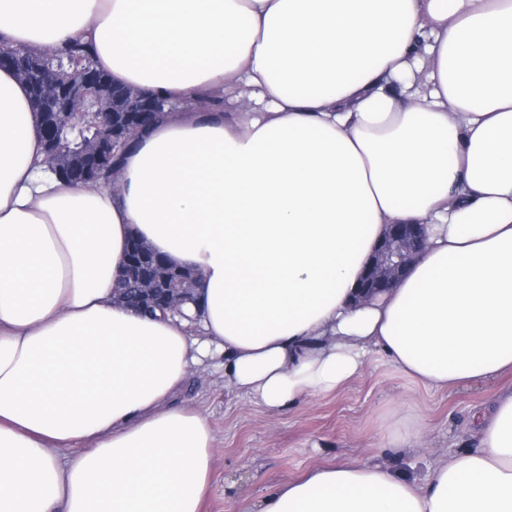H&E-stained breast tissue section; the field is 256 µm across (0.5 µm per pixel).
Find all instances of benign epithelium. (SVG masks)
<instances>
[{"instance_id": "benign-epithelium-1", "label": "benign epithelium", "mask_w": 512, "mask_h": 512, "mask_svg": "<svg viewBox=\"0 0 512 512\" xmlns=\"http://www.w3.org/2000/svg\"><path fill=\"white\" fill-rule=\"evenodd\" d=\"M0 67L10 68L21 82L37 88V95L32 97L36 111L56 113V123L44 129L45 163L48 169L74 185L98 186L99 171L111 162L125 134L145 126L152 114L173 109L136 89L125 90V96L115 100L107 94L101 71L91 67L72 68L60 58L35 56L19 48L0 46ZM92 104L105 116L108 135L89 143L78 156L62 153L57 146L56 129L78 123ZM425 245L423 225H388L361 278L359 298L369 301L396 285ZM192 293L191 288H171L159 297L156 289L144 287L138 293V305L143 311L158 304L178 313L191 300Z\"/></svg>"}]
</instances>
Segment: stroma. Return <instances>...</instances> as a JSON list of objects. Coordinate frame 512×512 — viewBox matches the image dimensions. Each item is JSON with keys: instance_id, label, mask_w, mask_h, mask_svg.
<instances>
[{"instance_id": "obj_1", "label": "stroma", "mask_w": 512, "mask_h": 512, "mask_svg": "<svg viewBox=\"0 0 512 512\" xmlns=\"http://www.w3.org/2000/svg\"><path fill=\"white\" fill-rule=\"evenodd\" d=\"M490 394V388L478 386L455 391L426 387L376 355L339 392L273 412L225 389L223 369L207 366L181 394L208 417L215 435L203 512H247L277 483L349 459L425 476L448 448L472 445V415ZM403 420L427 427L426 449L376 448V441Z\"/></svg>"}]
</instances>
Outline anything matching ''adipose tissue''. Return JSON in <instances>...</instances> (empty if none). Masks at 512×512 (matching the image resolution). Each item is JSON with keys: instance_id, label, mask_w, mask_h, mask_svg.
Listing matches in <instances>:
<instances>
[{"instance_id": "1", "label": "adipose tissue", "mask_w": 512, "mask_h": 512, "mask_svg": "<svg viewBox=\"0 0 512 512\" xmlns=\"http://www.w3.org/2000/svg\"><path fill=\"white\" fill-rule=\"evenodd\" d=\"M0 40L176 106L81 188L0 69V512H201L214 435L178 395L213 352L274 412L375 354L512 371V0H0ZM389 224L427 248L356 304ZM134 238L197 273L183 315L116 302ZM249 512H512V389L425 478L316 466Z\"/></svg>"}]
</instances>
